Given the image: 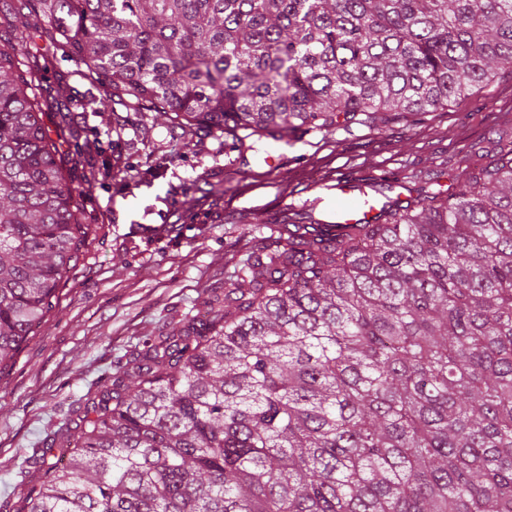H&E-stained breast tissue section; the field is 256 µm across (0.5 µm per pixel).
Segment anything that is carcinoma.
Segmentation results:
<instances>
[{"instance_id": "cac0c4a2", "label": "carcinoma", "mask_w": 512, "mask_h": 512, "mask_svg": "<svg viewBox=\"0 0 512 512\" xmlns=\"http://www.w3.org/2000/svg\"><path fill=\"white\" fill-rule=\"evenodd\" d=\"M0 31V369L84 235L32 35L86 112L238 153L415 118L512 73V0H18ZM124 108L127 115L119 113ZM208 318L132 354L51 439L24 512H512V141L355 224L278 225Z\"/></svg>"}]
</instances>
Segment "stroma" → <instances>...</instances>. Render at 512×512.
<instances>
[{
	"mask_svg": "<svg viewBox=\"0 0 512 512\" xmlns=\"http://www.w3.org/2000/svg\"><path fill=\"white\" fill-rule=\"evenodd\" d=\"M36 49L48 64L46 95L66 102L87 88L58 47L40 40ZM43 121L65 177L79 187L138 134L132 126L113 129L108 112L74 108L64 119L52 107ZM509 140L507 72L420 121L399 117L380 130L353 123L270 144L263 154L238 156L217 132L184 139L156 125L132 172L83 197L88 230L77 260L52 309L0 371V503L18 512L21 481L40 476L33 459L43 439L79 422L135 346L185 315L203 314L204 289L223 282L263 240L276 239L284 213L330 219L336 193L325 182L372 188L384 203L406 200L449 185L458 168L489 163ZM269 155L282 157V166L269 168ZM161 157L163 177L141 181L139 170Z\"/></svg>",
	"mask_w": 512,
	"mask_h": 512,
	"instance_id": "obj_1",
	"label": "stroma"
}]
</instances>
